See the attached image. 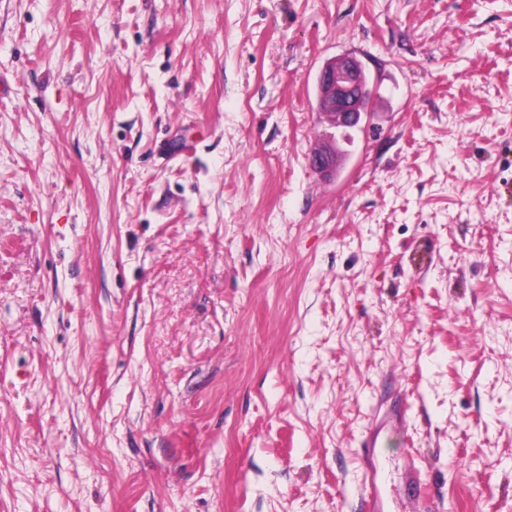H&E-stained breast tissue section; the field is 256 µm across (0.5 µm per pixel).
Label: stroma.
I'll list each match as a JSON object with an SVG mask.
<instances>
[{"label": "stroma", "instance_id": "35a3bbf8", "mask_svg": "<svg viewBox=\"0 0 512 512\" xmlns=\"http://www.w3.org/2000/svg\"><path fill=\"white\" fill-rule=\"evenodd\" d=\"M0 83V512H512V0H0ZM368 77L362 63L349 55L327 62L317 77V102L336 128H365L361 122L369 112Z\"/></svg>", "mask_w": 512, "mask_h": 512}]
</instances>
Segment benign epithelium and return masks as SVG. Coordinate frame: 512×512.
Returning <instances> with one entry per match:
<instances>
[{"mask_svg": "<svg viewBox=\"0 0 512 512\" xmlns=\"http://www.w3.org/2000/svg\"><path fill=\"white\" fill-rule=\"evenodd\" d=\"M367 84L365 68L356 58L347 55L326 63L317 77L319 111L343 130L361 126L368 115Z\"/></svg>", "mask_w": 512, "mask_h": 512, "instance_id": "7a95c632", "label": "benign epithelium"}]
</instances>
